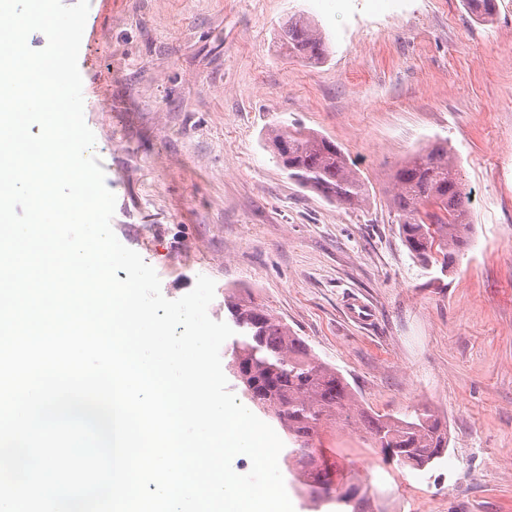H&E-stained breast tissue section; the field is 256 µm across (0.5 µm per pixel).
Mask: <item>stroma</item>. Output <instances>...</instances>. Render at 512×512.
<instances>
[{
  "label": "stroma",
  "mask_w": 512,
  "mask_h": 512,
  "mask_svg": "<svg viewBox=\"0 0 512 512\" xmlns=\"http://www.w3.org/2000/svg\"><path fill=\"white\" fill-rule=\"evenodd\" d=\"M314 19L324 63L289 55L288 17ZM111 221L170 300L198 276L250 292L334 366L368 412L429 407L448 424L434 466L384 462L360 432L320 433L334 478L368 512H512V0L480 25L464 0H89L78 56ZM325 136L368 201L299 186L266 141ZM447 140L470 239L448 273L405 246L395 166ZM357 298L376 315L350 318Z\"/></svg>",
  "instance_id": "stroma-1"
}]
</instances>
